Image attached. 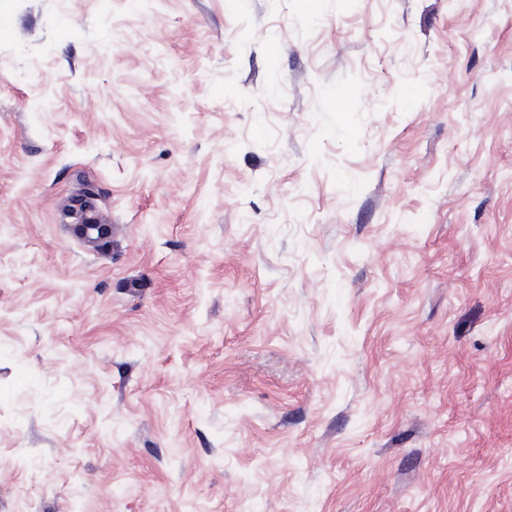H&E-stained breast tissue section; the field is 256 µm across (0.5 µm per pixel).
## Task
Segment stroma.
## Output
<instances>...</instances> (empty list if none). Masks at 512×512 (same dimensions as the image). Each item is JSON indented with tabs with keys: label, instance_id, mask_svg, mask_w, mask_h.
Masks as SVG:
<instances>
[{
	"label": "stroma",
	"instance_id": "35a3bbf8",
	"mask_svg": "<svg viewBox=\"0 0 512 512\" xmlns=\"http://www.w3.org/2000/svg\"><path fill=\"white\" fill-rule=\"evenodd\" d=\"M0 512H512V0H0ZM95 199L92 194L84 191L82 194L72 197L66 205V215L74 219L72 223L76 236L84 241L87 236V226L94 225L97 229V235L101 244L110 242L112 226L101 220L96 213V208L92 202Z\"/></svg>",
	"mask_w": 512,
	"mask_h": 512
}]
</instances>
